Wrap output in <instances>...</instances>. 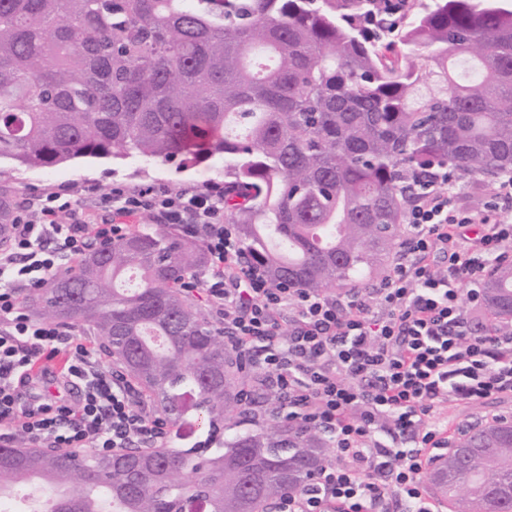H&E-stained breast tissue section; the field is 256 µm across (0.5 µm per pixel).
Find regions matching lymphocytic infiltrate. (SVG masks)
Returning <instances> with one entry per match:
<instances>
[{"mask_svg":"<svg viewBox=\"0 0 512 512\" xmlns=\"http://www.w3.org/2000/svg\"><path fill=\"white\" fill-rule=\"evenodd\" d=\"M454 198L447 167L415 177L407 237L391 268L375 287L339 298L273 284L245 262L218 187L114 188L81 215L64 189L24 201L0 242V435L101 454L166 437L167 421L121 370L107 368L74 330L29 317L18 294L42 288L65 261L150 215L202 242L210 263L188 289L201 290L223 316L236 356L287 398L289 423L332 443V460L302 492L279 500L278 512H435L423 477L434 450L449 442L435 407L512 396V332L476 329L489 260L512 263V224L498 214L512 199V174L481 211H461ZM390 425L410 433L414 448L386 445Z\"/></svg>","mask_w":512,"mask_h":512,"instance_id":"obj_1","label":"lymphocytic infiltrate"}]
</instances>
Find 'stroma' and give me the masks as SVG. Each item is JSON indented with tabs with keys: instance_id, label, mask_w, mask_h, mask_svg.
<instances>
[{
	"instance_id": "obj_1",
	"label": "stroma",
	"mask_w": 512,
	"mask_h": 512,
	"mask_svg": "<svg viewBox=\"0 0 512 512\" xmlns=\"http://www.w3.org/2000/svg\"><path fill=\"white\" fill-rule=\"evenodd\" d=\"M223 182L224 162L220 159L190 169L177 168L172 162L119 159H79L48 171L17 170L10 162L0 163V187L10 190L15 201L66 188L71 190L74 202L85 209L95 205L100 193L116 186L163 184L176 191ZM503 412H512V397L485 405L446 402L437 406L435 416L447 422L448 434L454 437L463 426L484 424Z\"/></svg>"
}]
</instances>
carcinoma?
Segmentation results:
<instances>
[{
    "instance_id": "cac0c4a2",
    "label": "carcinoma",
    "mask_w": 512,
    "mask_h": 512,
    "mask_svg": "<svg viewBox=\"0 0 512 512\" xmlns=\"http://www.w3.org/2000/svg\"><path fill=\"white\" fill-rule=\"evenodd\" d=\"M363 0H0V160L52 170L81 158L224 159V214L244 259L320 293L375 273L404 223L412 176L446 164L512 171V6L429 0L394 43ZM429 53L418 54L417 48ZM14 200L0 194V240ZM200 240L132 230L23 297L87 326L171 422L250 420L232 352L182 283ZM487 325L512 328V265L483 289ZM0 452V512H269L323 465L319 433H234L204 457ZM433 472L453 512H512V423L463 435Z\"/></svg>"
}]
</instances>
